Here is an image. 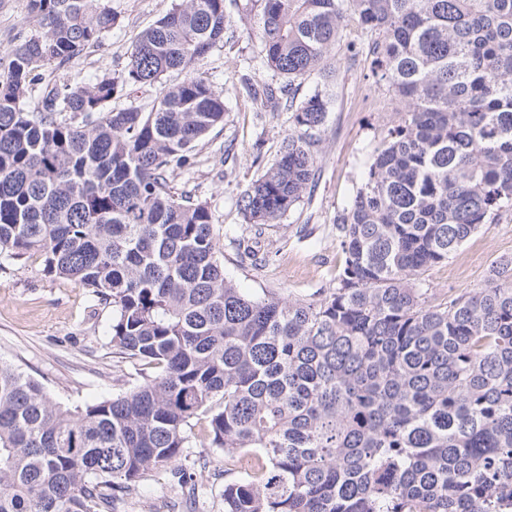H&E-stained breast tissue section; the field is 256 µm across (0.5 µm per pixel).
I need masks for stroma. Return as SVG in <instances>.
<instances>
[{"label": "stroma", "mask_w": 512, "mask_h": 512, "mask_svg": "<svg viewBox=\"0 0 512 512\" xmlns=\"http://www.w3.org/2000/svg\"><path fill=\"white\" fill-rule=\"evenodd\" d=\"M181 0H104L118 15L100 47L70 63L61 79L89 87L120 71L132 41ZM246 0H227L233 47L217 46L196 66L224 99V123L196 149V163L175 172L179 194L207 202L215 219L224 272L246 295L295 299L334 287L343 255L336 242V213L364 179L377 135L396 120L397 103L372 78L368 37L349 25L331 51L335 74L319 175L296 209L254 235L236 207L262 166L271 163L288 135L286 109L263 108L249 97L250 83L283 85L259 62L261 42L242 17ZM27 20V0H0V57L16 38L38 35ZM512 257V213L482 225L449 257L423 276L433 297L461 295L481 287L491 264ZM111 304L66 278L48 276L30 256L0 269V357L38 380L57 401L70 406L125 392L140 377L134 362L110 343ZM175 470L144 473L134 490L118 495L104 512H224V456L201 445L202 426Z\"/></svg>", "instance_id": "stroma-1"}]
</instances>
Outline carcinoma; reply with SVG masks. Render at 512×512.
I'll use <instances>...</instances> for the list:
<instances>
[{"label": "carcinoma", "instance_id": "cac0c4a2", "mask_svg": "<svg viewBox=\"0 0 512 512\" xmlns=\"http://www.w3.org/2000/svg\"><path fill=\"white\" fill-rule=\"evenodd\" d=\"M27 7L39 34L0 58V262L37 253L112 303V348L143 379L72 411L0 360V512H101L176 464L201 419L224 462L249 461L224 512H512V258L441 300L422 279L512 212V0H247L262 65L288 79L253 99L288 97L291 122L237 201L248 223L279 221L315 178L325 62L348 21L401 105L336 214L344 260L317 300L241 292L208 203L170 185L224 122L193 66L224 42L225 0H182L121 71L48 84L35 112L22 100L38 71L119 18L102 0ZM144 86L150 110L112 108Z\"/></svg>", "mask_w": 512, "mask_h": 512}]
</instances>
